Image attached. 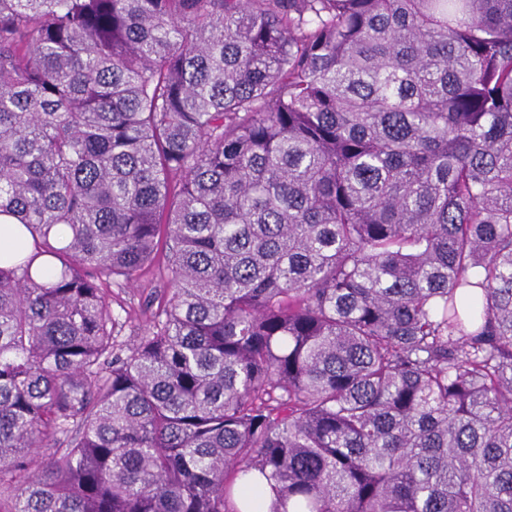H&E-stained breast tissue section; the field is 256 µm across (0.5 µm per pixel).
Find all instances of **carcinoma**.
<instances>
[{"label":"carcinoma","mask_w":512,"mask_h":512,"mask_svg":"<svg viewBox=\"0 0 512 512\" xmlns=\"http://www.w3.org/2000/svg\"><path fill=\"white\" fill-rule=\"evenodd\" d=\"M0 216V512H512V0H0ZM0 263L1 259H7L12 255L15 245L21 243L27 253L33 250V240L27 232L20 235L18 230L14 228L16 225L12 224L3 217H0ZM163 286L164 283L161 281L158 270L141 276L133 284H124L123 282L111 280L102 283L101 288H103L107 300L111 303L115 313H119L121 322L124 323L119 341L125 347L132 346L139 336H142L145 329L148 328L151 319V309L147 302L152 300L154 296H160ZM120 306L131 312L129 319H126V314Z\"/></svg>","instance_id":"1"}]
</instances>
